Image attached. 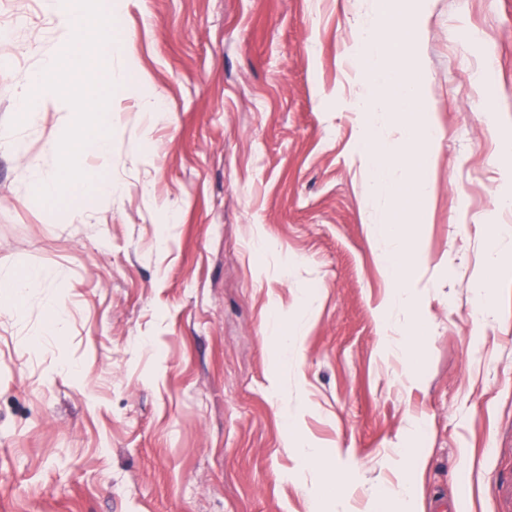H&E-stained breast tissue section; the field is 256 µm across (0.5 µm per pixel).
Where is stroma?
Masks as SVG:
<instances>
[{
    "label": "stroma",
    "instance_id": "stroma-1",
    "mask_svg": "<svg viewBox=\"0 0 512 512\" xmlns=\"http://www.w3.org/2000/svg\"><path fill=\"white\" fill-rule=\"evenodd\" d=\"M112 6L134 36L112 71L136 70L142 92L115 90L112 156L83 158L123 191L85 208L35 195L65 110L10 126L57 21L43 0H0V277L50 273L0 311V512H505L512 266L488 310L475 286L494 226H512L493 202L512 189V0H433L422 62L445 136L405 307L373 233L396 200L355 154L368 122L395 128L356 110L352 25L374 0ZM291 434L349 470L342 490ZM401 484L409 500H377Z\"/></svg>",
    "mask_w": 512,
    "mask_h": 512
}]
</instances>
